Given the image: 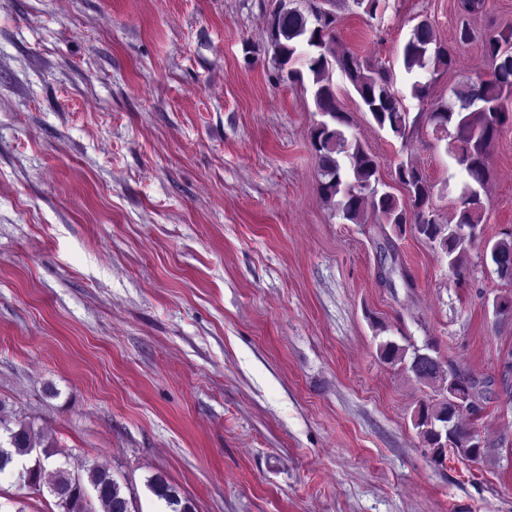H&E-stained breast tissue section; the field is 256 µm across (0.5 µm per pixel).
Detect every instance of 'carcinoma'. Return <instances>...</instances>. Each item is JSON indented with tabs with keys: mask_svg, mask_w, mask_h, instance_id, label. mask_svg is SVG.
<instances>
[{
	"mask_svg": "<svg viewBox=\"0 0 512 512\" xmlns=\"http://www.w3.org/2000/svg\"><path fill=\"white\" fill-rule=\"evenodd\" d=\"M335 37L336 15L329 10L316 16L302 2L295 7H281L268 22L278 81L301 82L305 69L312 75L315 111L323 117L310 133L319 155L322 196L333 205L341 220L364 224L372 217L377 224L393 226L400 235L408 230L438 246L448 258L449 269L460 270L474 249L471 234L464 233V229L481 233L483 202L479 191L491 178V148L508 119L503 101L512 97V31L483 43V53L491 65L488 75L452 87L448 101L428 114L420 112L414 117L409 116L395 93L392 74L387 70L350 51L339 55L327 52ZM403 64L409 74L425 72L432 76L453 66V56L437 40L428 19L412 26L403 47ZM336 69L348 79L379 128L403 142L412 137L420 121L431 125L434 117L440 118L441 127L435 131L446 134L448 153L465 173L459 205L448 223H442L429 208L432 186L415 164L402 162L394 171V181L404 186L407 202L400 203L395 195L384 190L386 183L381 180L375 156L359 140L346 136L350 120L338 107L328 78L329 72ZM488 249L497 277L512 285V231ZM438 365L436 349L428 345L413 350L409 370L419 381L434 385L440 380ZM478 385L475 376L454 371L448 374V383L438 389L441 398L419 410L416 428L434 458L443 456L449 446L470 461L486 455L488 444L479 440L472 428L456 423L462 417L454 403L456 395L468 393L479 397L482 391ZM4 413L5 406L0 403V435H5V440L0 441V475L21 470L20 477L29 487L37 492L46 490L56 499L59 512H96L89 500L91 491L96 494L101 512H131V501L110 469L92 464L81 473L70 471L53 460V451L33 422L13 421ZM38 448L42 455L36 457L34 465L19 467ZM146 486L163 503V512H193L191 505L162 476L149 477Z\"/></svg>",
	"mask_w": 512,
	"mask_h": 512,
	"instance_id": "carcinoma-1",
	"label": "carcinoma"
}]
</instances>
